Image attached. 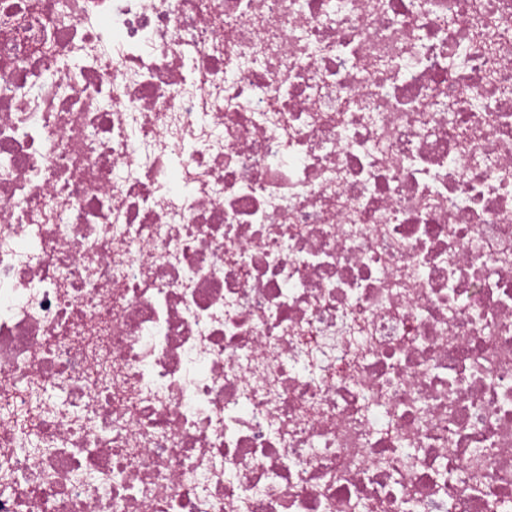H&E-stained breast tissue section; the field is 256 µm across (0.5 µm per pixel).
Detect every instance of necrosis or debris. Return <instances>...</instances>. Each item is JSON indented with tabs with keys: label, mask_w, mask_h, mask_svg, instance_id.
<instances>
[{
	"label": "necrosis or debris",
	"mask_w": 512,
	"mask_h": 512,
	"mask_svg": "<svg viewBox=\"0 0 512 512\" xmlns=\"http://www.w3.org/2000/svg\"><path fill=\"white\" fill-rule=\"evenodd\" d=\"M0 512H512V0H0Z\"/></svg>",
	"instance_id": "necrosis-or-debris-1"
}]
</instances>
